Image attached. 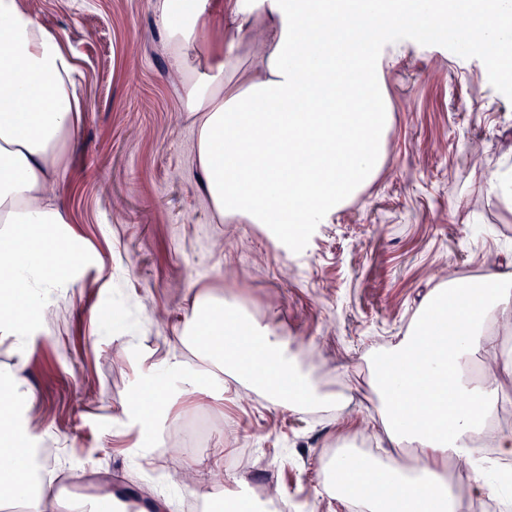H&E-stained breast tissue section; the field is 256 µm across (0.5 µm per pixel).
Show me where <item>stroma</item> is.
Segmentation results:
<instances>
[{
  "label": "stroma",
  "mask_w": 512,
  "mask_h": 512,
  "mask_svg": "<svg viewBox=\"0 0 512 512\" xmlns=\"http://www.w3.org/2000/svg\"><path fill=\"white\" fill-rule=\"evenodd\" d=\"M161 0H19L59 31L82 73L88 108L54 193L97 265L76 288H56L43 329L24 344L35 394L28 433L60 440L56 484L75 512H96L99 479L112 475L132 503L167 496L183 512L179 473L219 469L207 499L248 505L253 486L301 499L306 512H344L320 484V458L372 437L377 347L400 342L424 296L469 282L512 254V204L495 197L512 178V78L487 70L485 50L404 40L384 61L391 126L374 181L286 246L259 224L220 219L195 165L196 118L182 107L186 62L167 50ZM241 303L286 338L301 367L351 394L335 418L271 403L229 377L173 403L154 434L126 424L141 375L176 355L215 368L181 343L194 293ZM168 481L155 486V471Z\"/></svg>",
  "instance_id": "35a3bbf8"
}]
</instances>
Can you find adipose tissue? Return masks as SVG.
Instances as JSON below:
<instances>
[{"label": "adipose tissue", "mask_w": 512, "mask_h": 512, "mask_svg": "<svg viewBox=\"0 0 512 512\" xmlns=\"http://www.w3.org/2000/svg\"><path fill=\"white\" fill-rule=\"evenodd\" d=\"M268 20L262 39L263 76L232 83L238 65L212 43L204 67L184 80V111L198 122L197 169L215 212L243 224L273 227L296 241L322 224L382 163L389 126L383 49L400 31L416 41H446L449 32L479 33L494 48L512 41V0H162L168 47L182 59L216 28L249 29ZM0 330L35 335L43 306L39 288H74L91 262L76 248L50 188L67 168L86 110L80 70L63 36L0 0ZM512 317V258L464 287L442 284L420 306L401 343L374 359L371 390L391 447L420 449L408 473L393 455L371 459L346 452L325 456L324 492L357 499L364 512H462L437 474L455 461L478 495L487 468L471 454L486 434L500 397L497 373L472 376L476 360H494L499 340L490 319ZM184 342L203 345L215 365L245 386L269 384L270 399L297 412H345L352 399L322 391L296 367L285 339L223 296L195 293L182 329ZM16 414L0 417V493L43 512L59 500L53 480L35 466Z\"/></svg>", "instance_id": "1"}]
</instances>
